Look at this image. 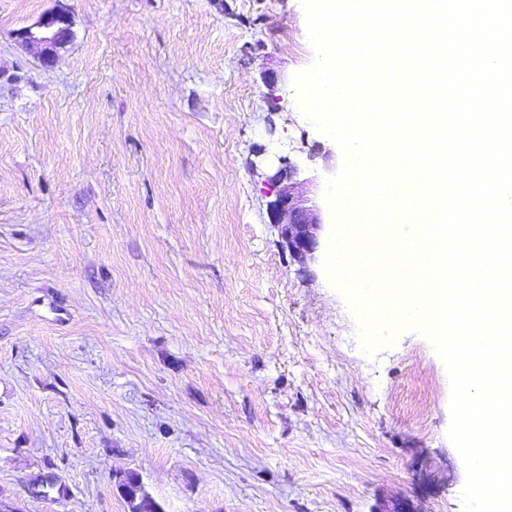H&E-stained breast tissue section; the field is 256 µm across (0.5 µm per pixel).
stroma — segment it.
Segmentation results:
<instances>
[{
    "instance_id": "stroma-1",
    "label": "stroma",
    "mask_w": 512,
    "mask_h": 512,
    "mask_svg": "<svg viewBox=\"0 0 512 512\" xmlns=\"http://www.w3.org/2000/svg\"><path fill=\"white\" fill-rule=\"evenodd\" d=\"M55 6L0 0V505L126 512L133 471L164 512H463L433 343L365 350L266 217L256 146L323 209L342 167L300 0H67L47 66L13 34Z\"/></svg>"
}]
</instances>
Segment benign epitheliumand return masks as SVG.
Masks as SVG:
<instances>
[{"instance_id":"7a95c632","label":"benign epithelium","mask_w":512,"mask_h":512,"mask_svg":"<svg viewBox=\"0 0 512 512\" xmlns=\"http://www.w3.org/2000/svg\"><path fill=\"white\" fill-rule=\"evenodd\" d=\"M72 27L71 11L60 6L44 13L33 25L16 30L14 39L21 45L40 48L42 62L48 66L54 62L58 50L71 41ZM298 175L296 164L285 158L279 160V167L266 179L270 186L266 213L269 223L278 228L290 257L305 265L315 260L325 223L317 202L304 194L302 187L306 181L297 179ZM119 487L127 512H164L146 492L138 473H125Z\"/></svg>"}]
</instances>
